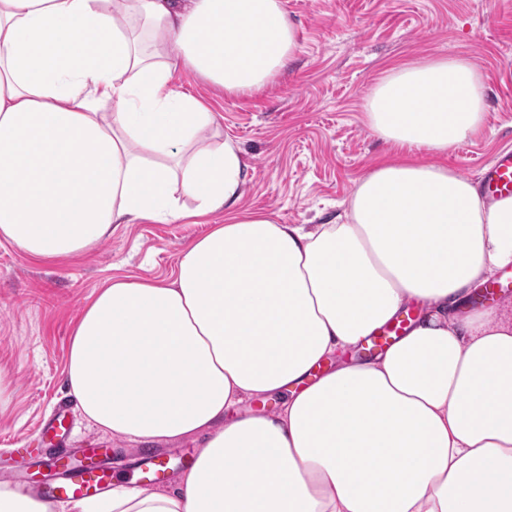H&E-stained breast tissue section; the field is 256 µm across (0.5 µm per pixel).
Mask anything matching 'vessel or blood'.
I'll use <instances>...</instances> for the list:
<instances>
[{"mask_svg":"<svg viewBox=\"0 0 512 512\" xmlns=\"http://www.w3.org/2000/svg\"><path fill=\"white\" fill-rule=\"evenodd\" d=\"M483 190L487 200H496L512 196V152L499 155L483 173ZM406 320L395 319L384 327L374 331L366 339L373 350H385L403 336ZM47 435L56 439L58 444L54 463L61 476L43 489L46 499H76L95 495L111 487L114 474L99 462L102 454L98 448H84L74 451L66 446L69 433V414L58 409L47 430Z\"/></svg>","mask_w":512,"mask_h":512,"instance_id":"1","label":"vessel or blood"}]
</instances>
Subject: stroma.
I'll return each instance as SVG.
<instances>
[{
  "label": "stroma",
  "mask_w": 512,
  "mask_h": 512,
  "mask_svg": "<svg viewBox=\"0 0 512 512\" xmlns=\"http://www.w3.org/2000/svg\"><path fill=\"white\" fill-rule=\"evenodd\" d=\"M296 30L286 70L261 90L227 94L185 69L174 81L217 114L220 134L248 165L241 205L283 224H326L358 179L399 152L371 132L369 89L414 60L460 58L483 83L485 124L445 154L409 157L481 179L512 150V0H282ZM223 213L167 224L113 226L91 251L36 260L0 240V457L43 434L59 407L71 415L72 448L111 449L117 476L137 477L143 445L99 432L64 383L74 326L98 288L118 278H171L182 252Z\"/></svg>",
  "instance_id": "obj_1"
}]
</instances>
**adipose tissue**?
Segmentation results:
<instances>
[{"mask_svg":"<svg viewBox=\"0 0 512 512\" xmlns=\"http://www.w3.org/2000/svg\"><path fill=\"white\" fill-rule=\"evenodd\" d=\"M295 48L281 0H0V239L59 259L116 224L224 214L172 281L99 288L64 372L102 432L202 437L192 466L59 503L0 483V512H512V306L469 302L512 268V197L400 160L358 181L344 223L242 213L240 150L202 141L217 117L173 73L251 92ZM366 121L448 151L484 125L480 75L459 58L397 66ZM414 302L375 360L305 384ZM284 390L277 411L245 407Z\"/></svg>","mask_w":512,"mask_h":512,"instance_id":"adipose-tissue-1","label":"adipose tissue"}]
</instances>
